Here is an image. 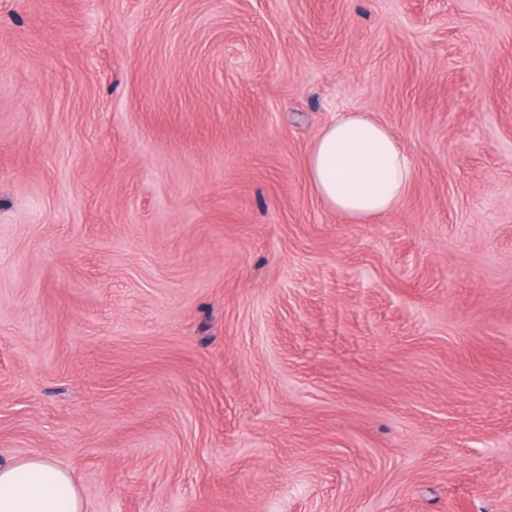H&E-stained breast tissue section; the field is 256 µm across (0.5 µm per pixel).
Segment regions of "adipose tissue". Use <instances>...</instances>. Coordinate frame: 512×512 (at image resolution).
<instances>
[{"label": "adipose tissue", "instance_id": "adipose-tissue-1", "mask_svg": "<svg viewBox=\"0 0 512 512\" xmlns=\"http://www.w3.org/2000/svg\"><path fill=\"white\" fill-rule=\"evenodd\" d=\"M306 168L318 201L354 224L396 209L412 177L395 135L361 112L340 113L320 131ZM0 512H84V500L69 470L29 458L0 464Z\"/></svg>", "mask_w": 512, "mask_h": 512}]
</instances>
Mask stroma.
<instances>
[{
  "label": "stroma",
  "instance_id": "35a3bbf8",
  "mask_svg": "<svg viewBox=\"0 0 512 512\" xmlns=\"http://www.w3.org/2000/svg\"><path fill=\"white\" fill-rule=\"evenodd\" d=\"M341 112L409 155L351 224ZM85 512H512V0H0V462ZM306 168L318 201L354 224L396 209L412 177L395 135L361 112H341L320 131Z\"/></svg>",
  "mask_w": 512,
  "mask_h": 512
}]
</instances>
